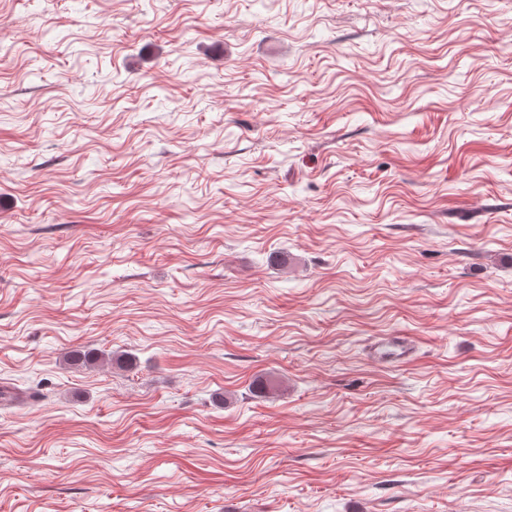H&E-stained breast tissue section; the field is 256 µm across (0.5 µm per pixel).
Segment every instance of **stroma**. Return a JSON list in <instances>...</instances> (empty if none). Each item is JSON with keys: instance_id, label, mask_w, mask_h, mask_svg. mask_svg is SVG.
Listing matches in <instances>:
<instances>
[{"instance_id": "1", "label": "stroma", "mask_w": 512, "mask_h": 512, "mask_svg": "<svg viewBox=\"0 0 512 512\" xmlns=\"http://www.w3.org/2000/svg\"><path fill=\"white\" fill-rule=\"evenodd\" d=\"M2 386L0 512H512V0H0ZM413 349L411 341L407 337H396L393 340L382 339L373 345V353L386 355L396 361H403Z\"/></svg>"}]
</instances>
